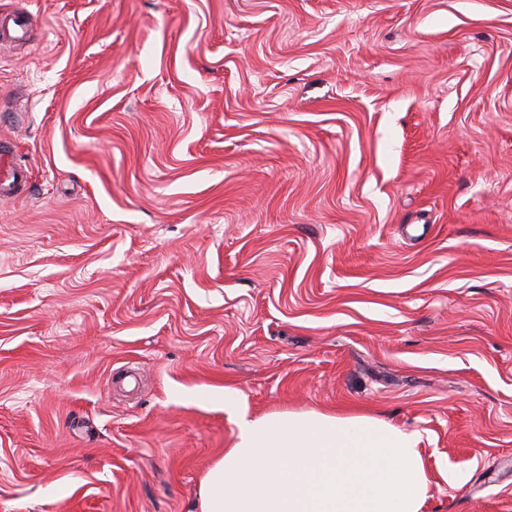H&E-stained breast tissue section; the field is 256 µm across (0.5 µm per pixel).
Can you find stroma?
I'll return each instance as SVG.
<instances>
[{
  "mask_svg": "<svg viewBox=\"0 0 512 512\" xmlns=\"http://www.w3.org/2000/svg\"><path fill=\"white\" fill-rule=\"evenodd\" d=\"M17 9L0 512H195L243 408L420 432L422 512H512V0ZM5 150L0 146V196L1 198H14L27 190L29 184V171L21 162H7L4 165Z\"/></svg>",
  "mask_w": 512,
  "mask_h": 512,
  "instance_id": "obj_1",
  "label": "stroma"
}]
</instances>
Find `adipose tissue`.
<instances>
[{
    "mask_svg": "<svg viewBox=\"0 0 512 512\" xmlns=\"http://www.w3.org/2000/svg\"><path fill=\"white\" fill-rule=\"evenodd\" d=\"M422 437L370 416H240L202 477L198 512H421Z\"/></svg>",
    "mask_w": 512,
    "mask_h": 512,
    "instance_id": "1",
    "label": "adipose tissue"
}]
</instances>
